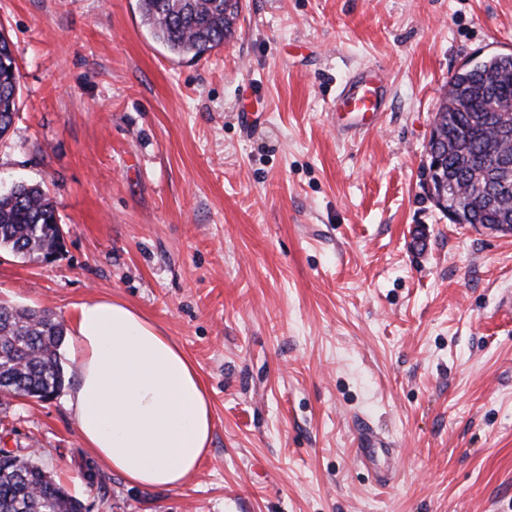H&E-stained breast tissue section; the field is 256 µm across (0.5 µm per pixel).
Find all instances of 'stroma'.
<instances>
[{
  "label": "stroma",
  "instance_id": "obj_1",
  "mask_svg": "<svg viewBox=\"0 0 512 512\" xmlns=\"http://www.w3.org/2000/svg\"><path fill=\"white\" fill-rule=\"evenodd\" d=\"M0 33V192L42 184L64 229L51 259L0 251V301L66 324L129 304L214 418L184 485L132 486L77 432L64 345L63 391L0 405V448L37 451L84 512H512V236L451 223L424 175L450 77L512 50V0H242L196 60L138 0H0ZM368 67L384 108L343 133L336 90ZM361 419L393 448L374 466ZM19 74L6 38L0 35V137L11 128L16 115ZM357 454L363 462L372 461L377 450L389 451L392 448H381V439L376 436L373 429L365 421H361L357 424ZM378 446L380 448H378Z\"/></svg>",
  "mask_w": 512,
  "mask_h": 512
}]
</instances>
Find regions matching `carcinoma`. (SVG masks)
<instances>
[{
  "instance_id": "carcinoma-1",
  "label": "carcinoma",
  "mask_w": 512,
  "mask_h": 512,
  "mask_svg": "<svg viewBox=\"0 0 512 512\" xmlns=\"http://www.w3.org/2000/svg\"><path fill=\"white\" fill-rule=\"evenodd\" d=\"M143 24L153 38L179 58H200L232 35L240 0H140ZM19 74L6 38L0 35V137L16 115ZM448 86L456 89L461 107L448 121L440 105V131L448 156L438 177L467 201L482 224H495L502 209L512 214V193L489 207L476 194L489 158L512 151L483 127L488 112L512 109V56L491 54L455 73ZM61 246L55 208L38 184L20 182L0 193V249L20 257L53 255ZM66 336L64 324L50 311L0 306V400L57 394L65 383L58 350ZM83 505L31 458L0 449V512H82Z\"/></svg>"
}]
</instances>
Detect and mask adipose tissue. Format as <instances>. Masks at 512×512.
Wrapping results in <instances>:
<instances>
[{"mask_svg": "<svg viewBox=\"0 0 512 512\" xmlns=\"http://www.w3.org/2000/svg\"><path fill=\"white\" fill-rule=\"evenodd\" d=\"M68 397L85 447L131 485L181 487L209 451L208 389L183 350L130 305L95 298L75 307Z\"/></svg>", "mask_w": 512, "mask_h": 512, "instance_id": "obj_1", "label": "adipose tissue"}]
</instances>
